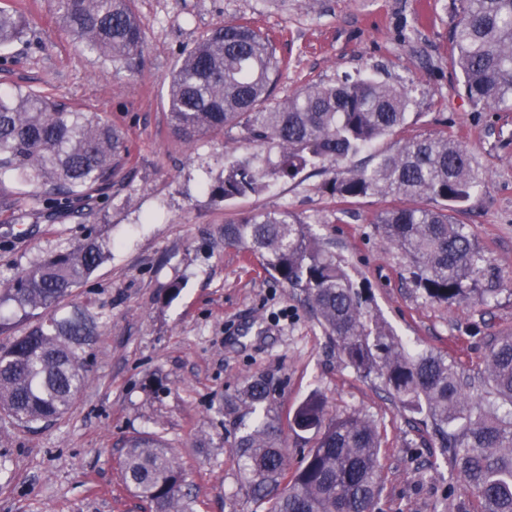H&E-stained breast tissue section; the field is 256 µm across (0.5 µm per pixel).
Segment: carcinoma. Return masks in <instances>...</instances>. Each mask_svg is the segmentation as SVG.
Masks as SVG:
<instances>
[{"mask_svg": "<svg viewBox=\"0 0 512 512\" xmlns=\"http://www.w3.org/2000/svg\"><path fill=\"white\" fill-rule=\"evenodd\" d=\"M54 8L62 27L104 61L129 65L141 56L144 37L132 0H54ZM458 13L452 47L464 94L476 108L511 111L512 0H459ZM27 35L25 18L0 6V48ZM278 70L272 40L247 21L214 28L172 70L168 119L182 142L239 127L245 141L278 150L269 168L229 162L208 186L210 196L228 202L258 195L274 181L328 165L336 168L329 188L340 199L425 196L439 206L383 208L374 220L381 236L409 259L413 281L428 298L488 302L493 289L482 287L484 252L451 216L486 177L467 149L451 138H425L351 167L350 160L404 123L414 105L408 88L361 75L276 102ZM128 156L120 130L97 113L32 90L0 91V184L33 185L40 215L51 218L93 200ZM224 244L259 256L270 275L300 290L346 365L381 379L402 408L424 416L448 451L451 474L472 495V512H512V333L492 337L483 369L466 375L446 353L409 351L372 312L367 289L294 214L228 221ZM104 258L89 232L0 286V335L37 310L45 316L0 347L1 414L28 427L50 424L81 396L89 380L86 348L99 322L67 299ZM270 393L262 377L244 385L232 408L241 411L239 424ZM289 426L318 435L292 474L274 418H255L234 442L252 494L272 498L270 512H375L382 491L375 424L359 412L328 421L313 394ZM122 477L152 512H192L180 464L159 436L129 441Z\"/></svg>", "mask_w": 512, "mask_h": 512, "instance_id": "1", "label": "carcinoma"}]
</instances>
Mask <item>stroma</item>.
<instances>
[{"instance_id":"1","label":"stroma","mask_w":512,"mask_h":512,"mask_svg":"<svg viewBox=\"0 0 512 512\" xmlns=\"http://www.w3.org/2000/svg\"><path fill=\"white\" fill-rule=\"evenodd\" d=\"M32 28L0 58V88L35 90L101 113L119 126L131 160L90 205L46 219L31 211L30 185H0V282L77 243L93 229L106 252L72 303L100 317L87 349L89 384L56 423L29 429L0 419V512H148L122 479L125 444L158 434L173 448L195 512H268L242 480L231 445L238 420L227 406L253 376L268 380L263 408L275 417L297 468L314 432L289 427L310 393L328 417L368 416L381 435L378 512H467L471 498L451 479L445 451L418 415L377 379L347 367L297 289L274 281L260 260L224 244V223L257 211L312 222L342 259L372 308L410 346L447 354L467 373L483 366L493 333H512V112L474 107L453 65L458 0H134L144 32L140 60L102 63L66 33L52 0H0ZM247 21L270 34L283 66L275 95L347 76L373 75L410 89L405 125L359 155L448 136L485 171L454 217L485 250L501 280L490 304L429 300L404 254L381 239L374 196L342 201L330 173L274 182L229 202L203 189L231 160L265 158L237 128L188 145L168 127L169 75L183 51L213 27ZM179 292H172V285Z\"/></svg>"}]
</instances>
